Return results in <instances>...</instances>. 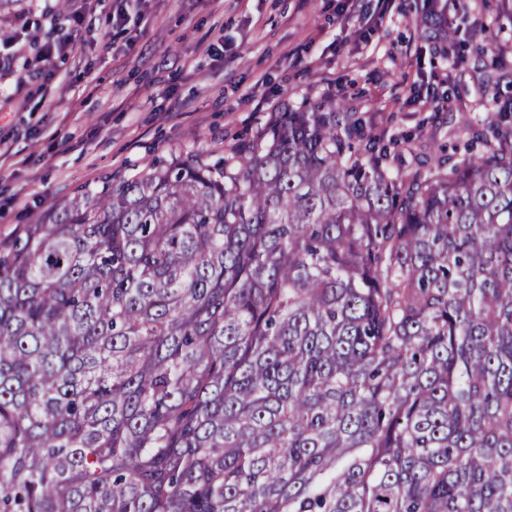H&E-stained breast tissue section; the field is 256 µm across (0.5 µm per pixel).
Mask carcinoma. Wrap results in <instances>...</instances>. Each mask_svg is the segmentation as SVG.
Instances as JSON below:
<instances>
[{
  "mask_svg": "<svg viewBox=\"0 0 512 512\" xmlns=\"http://www.w3.org/2000/svg\"><path fill=\"white\" fill-rule=\"evenodd\" d=\"M0 512H512V125L395 173L321 101L32 214Z\"/></svg>",
  "mask_w": 512,
  "mask_h": 512,
  "instance_id": "obj_1",
  "label": "carcinoma"
}]
</instances>
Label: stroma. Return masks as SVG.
I'll return each mask as SVG.
<instances>
[{
  "mask_svg": "<svg viewBox=\"0 0 512 512\" xmlns=\"http://www.w3.org/2000/svg\"><path fill=\"white\" fill-rule=\"evenodd\" d=\"M21 0L1 14L0 238L31 215L110 176L158 159L222 155L251 139L271 113L329 99L367 129L411 140L420 153L451 143L473 116L492 114L512 87L488 79L499 56L512 71V24L497 0L466 15L427 0ZM81 15L79 28L71 15ZM454 26L464 42L442 36ZM73 45L44 61L56 35ZM455 93L459 106L418 105L419 92Z\"/></svg>",
  "mask_w": 512,
  "mask_h": 512,
  "instance_id": "stroma-1",
  "label": "stroma"
}]
</instances>
